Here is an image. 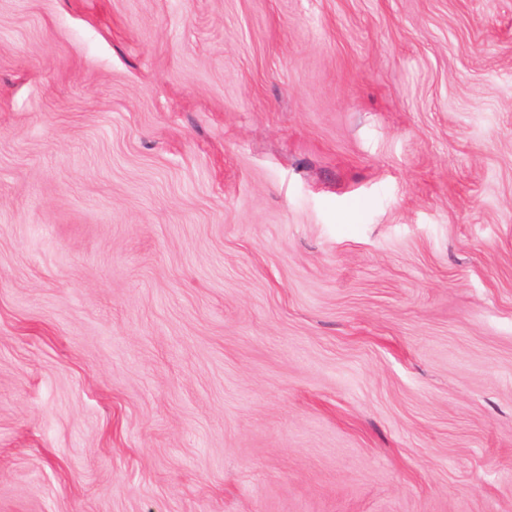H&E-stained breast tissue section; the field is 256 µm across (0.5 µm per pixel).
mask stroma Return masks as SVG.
<instances>
[{"label": "stroma", "mask_w": 512, "mask_h": 512, "mask_svg": "<svg viewBox=\"0 0 512 512\" xmlns=\"http://www.w3.org/2000/svg\"><path fill=\"white\" fill-rule=\"evenodd\" d=\"M0 512H512V0H0Z\"/></svg>", "instance_id": "35a3bbf8"}]
</instances>
